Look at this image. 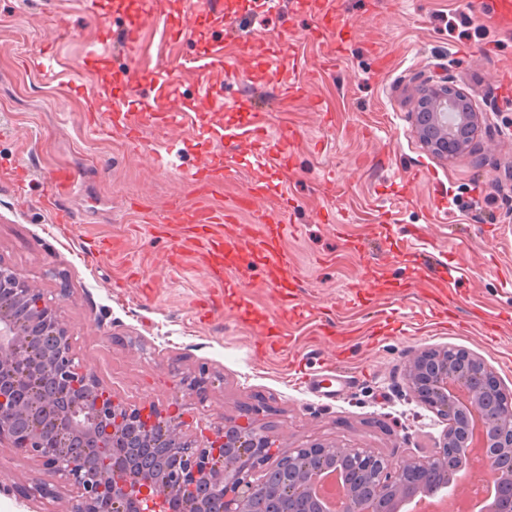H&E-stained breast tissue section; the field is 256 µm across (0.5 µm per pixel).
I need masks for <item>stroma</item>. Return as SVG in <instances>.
Listing matches in <instances>:
<instances>
[{
	"instance_id": "1",
	"label": "stroma",
	"mask_w": 512,
	"mask_h": 512,
	"mask_svg": "<svg viewBox=\"0 0 512 512\" xmlns=\"http://www.w3.org/2000/svg\"><path fill=\"white\" fill-rule=\"evenodd\" d=\"M333 7L346 22L335 46L314 28ZM186 10V0H166L164 17L143 29V64L170 73L166 95H131L132 109L147 102L186 119L177 129H148L133 144L118 122L90 133L84 111L90 94L111 92L113 72L134 81L139 65L122 55L108 66L94 65L84 46L118 36L136 20L137 0H0V161L20 158L33 170L24 199L0 184V262L59 298L57 317L73 336L78 360L122 403L155 405L188 430L206 422L269 426L283 453L335 441L397 459L430 456L445 425L408 389L404 366L417 352L446 345L468 350L512 388V99L501 95L492 76L494 69H512V30L475 22L458 0H283L276 14L265 0H224L222 17L199 18L185 35ZM60 13L72 27L59 44L54 18ZM228 18L237 21L240 37L256 39L242 63L247 78H229L221 66L201 74L187 69L192 59L234 56L224 39ZM54 44L64 67L49 82L32 61ZM380 55L387 68L370 78ZM442 76L484 114L475 152L450 161L426 151L412 130L418 89ZM301 77L308 84L297 95L291 86ZM205 96L228 105L201 111ZM261 101L293 140L286 167L263 173L257 162L269 141L224 138L225 128L241 124ZM165 151L183 170L222 155L229 172L211 203L227 209L236 207L253 177L264 175L269 195L258 205L288 209L289 223L271 230L290 258L300 297L336 321L362 329L378 314L354 305L349 290L364 255L379 261V277L367 288L380 294L419 277L425 257L440 274L471 267L473 277L458 290L457 321L477 303L505 316L507 326L501 335L485 336L450 324L410 341L413 327L403 318L426 303L413 288L389 300L395 335L347 354L350 381L340 396L297 389L292 375L320 367L330 347L299 336L301 359L290 364L257 352L249 321L239 317L246 307L259 319L275 316L266 284L276 270L257 266L245 293L227 292L224 307L214 310L208 278L194 258L169 271L157 260L173 240L139 235L144 213L160 217L172 201L197 199L176 174L157 170L154 156ZM61 166L78 175L75 195L64 201L75 222L64 235L43 205L46 176ZM423 168L431 179L402 192V182ZM331 179L343 183L341 195L328 192ZM437 194L446 195L447 212L434 218L428 207ZM381 217L397 225L396 234L369 232ZM105 236L123 238L124 250L111 257L90 252ZM140 258L153 281L148 298L136 286L113 285ZM202 369L208 384L200 400L180 380ZM69 496L62 479L0 444V512H64Z\"/></svg>"
}]
</instances>
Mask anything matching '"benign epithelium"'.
<instances>
[{
  "mask_svg": "<svg viewBox=\"0 0 512 512\" xmlns=\"http://www.w3.org/2000/svg\"><path fill=\"white\" fill-rule=\"evenodd\" d=\"M413 129L434 155L452 158L473 148L482 112L448 79L418 93ZM32 302L28 316L18 305ZM83 385L47 393L73 373ZM416 400L446 422L438 450L427 459L393 460L368 448L336 443L300 445L273 460L272 431L248 434L226 425L189 434L163 411L155 437L137 426V406L104 401L99 379L84 370L72 336L57 320V304L38 294L18 270L0 262V442L36 459L72 488L65 512H325L313 489L339 466L347 493L335 512H404L420 494L434 496L452 476L480 467L494 495L480 512H512V389L485 360L450 346L426 349L405 369ZM130 479L102 498L101 474L76 453L101 454L105 439Z\"/></svg>",
  "mask_w": 512,
  "mask_h": 512,
  "instance_id": "7a95c632",
  "label": "benign epithelium"
}]
</instances>
